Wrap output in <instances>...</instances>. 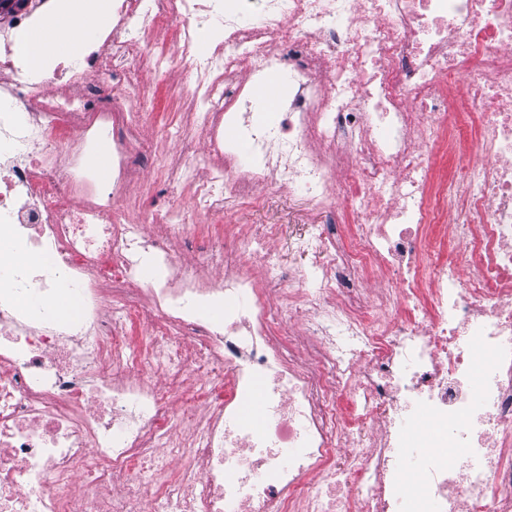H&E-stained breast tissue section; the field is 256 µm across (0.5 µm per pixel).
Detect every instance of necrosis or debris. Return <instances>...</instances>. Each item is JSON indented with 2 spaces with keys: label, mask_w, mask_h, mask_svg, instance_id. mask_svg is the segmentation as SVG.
Here are the masks:
<instances>
[{
  "label": "necrosis or debris",
  "mask_w": 512,
  "mask_h": 512,
  "mask_svg": "<svg viewBox=\"0 0 512 512\" xmlns=\"http://www.w3.org/2000/svg\"><path fill=\"white\" fill-rule=\"evenodd\" d=\"M32 22L0 28V230L42 259L0 269V512H512V0H112L60 94L15 45ZM174 65L205 136L145 144L156 178L211 213L306 197V265L263 225L125 223L142 76ZM268 70L284 119L257 124ZM111 147V141L103 140L100 143L97 151L88 158V163L96 168L99 172L100 185L106 188H109L112 184V168L109 161L111 156ZM99 157H101L103 160V166H100L97 163V159Z\"/></svg>",
  "instance_id": "necrosis-or-debris-1"
}]
</instances>
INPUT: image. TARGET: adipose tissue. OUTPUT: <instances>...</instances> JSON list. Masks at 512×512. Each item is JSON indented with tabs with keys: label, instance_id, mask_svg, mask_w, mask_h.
<instances>
[{
	"label": "adipose tissue",
	"instance_id": "obj_1",
	"mask_svg": "<svg viewBox=\"0 0 512 512\" xmlns=\"http://www.w3.org/2000/svg\"><path fill=\"white\" fill-rule=\"evenodd\" d=\"M109 18V0H62L59 9L21 37V50L33 70L60 51L74 47L73 34L91 36Z\"/></svg>",
	"mask_w": 512,
	"mask_h": 512
}]
</instances>
